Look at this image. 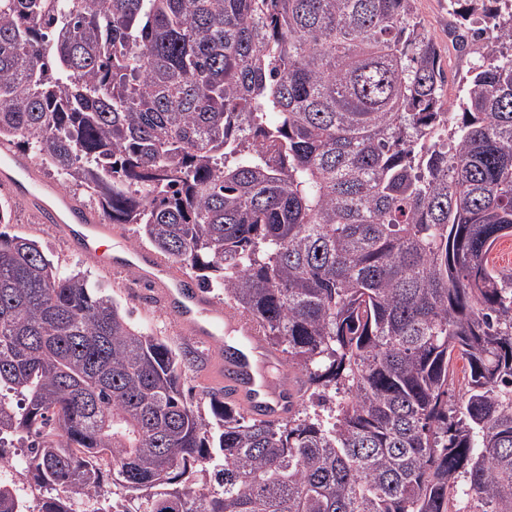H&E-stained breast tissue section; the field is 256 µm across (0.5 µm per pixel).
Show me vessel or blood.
Instances as JSON below:
<instances>
[{
    "mask_svg": "<svg viewBox=\"0 0 512 512\" xmlns=\"http://www.w3.org/2000/svg\"><path fill=\"white\" fill-rule=\"evenodd\" d=\"M0 182L35 202L46 223L61 225L79 254L107 266L119 259L109 249V225L78 209L56 185L37 179L26 158L9 152L0 154ZM119 260L136 270L143 282L158 292L182 329L200 342L223 350L217 376L227 397L259 417L278 418L287 413L297 397V388L288 373L270 377L268 370L279 363V354L262 341L251 322L230 320L234 344L225 348V339L218 336L217 330L219 322L228 318L207 292L185 278L168 280L166 269L148 251L130 250Z\"/></svg>",
    "mask_w": 512,
    "mask_h": 512,
    "instance_id": "1",
    "label": "vessel or blood"
}]
</instances>
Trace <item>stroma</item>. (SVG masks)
Segmentation results:
<instances>
[{"label": "stroma", "mask_w": 512, "mask_h": 512, "mask_svg": "<svg viewBox=\"0 0 512 512\" xmlns=\"http://www.w3.org/2000/svg\"><path fill=\"white\" fill-rule=\"evenodd\" d=\"M416 7L447 73V97L456 99L461 94V79L476 62L477 56L458 49L452 34L457 20L448 11V0H417ZM0 198L8 201L11 206L8 232L37 240L61 272H86L93 282L130 311L132 322L144 332L163 337L175 347L189 345L198 348L203 363L196 371L188 374L185 385L192 388L194 401L202 416H209L210 404L204 392L217 385L213 375L217 357L213 351L206 345L198 344L193 336L181 329L157 293L144 287L133 270L101 267L82 257L70 247L58 225L43 223L34 204L18 198L7 186L1 184Z\"/></svg>", "instance_id": "obj_1"}]
</instances>
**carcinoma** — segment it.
I'll use <instances>...</instances> for the list:
<instances>
[{"mask_svg":"<svg viewBox=\"0 0 512 512\" xmlns=\"http://www.w3.org/2000/svg\"><path fill=\"white\" fill-rule=\"evenodd\" d=\"M448 10L484 49L455 102L415 0H0V143L301 383L277 420L207 390L205 420L195 349L0 231V448L38 512L109 484L124 512H512V0ZM15 460L10 458V462L12 464L13 469L19 467L21 461H23V454L21 450H17L12 455ZM18 472L14 474V479L16 482H18L21 486L27 487L29 490H32L34 493V496L31 495L28 499V504L31 506V509L36 510L35 506L37 504V501L39 497L41 496V488L35 483V481L32 478V475L27 473L23 468H17Z\"/></svg>","mask_w":512,"mask_h":512,"instance_id":"1","label":"carcinoma"}]
</instances>
